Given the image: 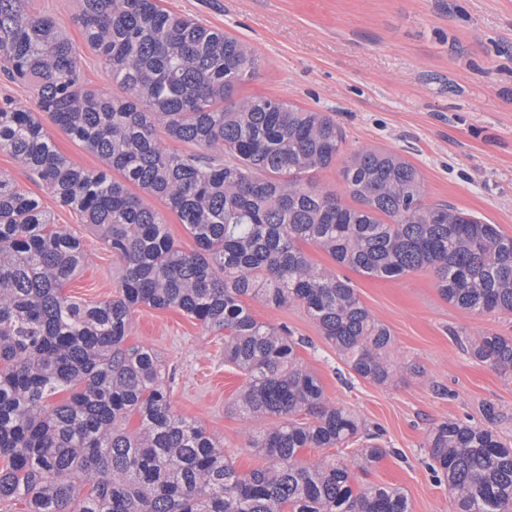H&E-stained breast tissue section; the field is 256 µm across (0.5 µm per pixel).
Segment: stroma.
<instances>
[{"mask_svg":"<svg viewBox=\"0 0 512 512\" xmlns=\"http://www.w3.org/2000/svg\"><path fill=\"white\" fill-rule=\"evenodd\" d=\"M56 18L81 58L89 87L111 89L108 73L74 20V0H36ZM247 42L260 59L242 90L276 95L333 117L345 153L365 145L392 150L424 180L427 202H447L512 236V0H160ZM0 172L37 197L54 221L77 236L87 263L65 291L96 304L115 296L119 263L79 215L0 152ZM362 303L394 337L397 377L387 386L350 376L317 326L296 307L250 302L253 315L285 324L327 398L380 428L399 449L366 476L405 490L411 512H451L446 487L433 482L422 444L433 423L480 424L483 409L504 415L512 442V381L471 360L460 337L512 335V316L475 315L443 300L431 272L395 279L349 272ZM129 344L161 358L174 409L221 437L235 465L259 460L247 446L256 424L231 402L244 378L224 361V334L176 309L140 307Z\"/></svg>","mask_w":512,"mask_h":512,"instance_id":"35a3bbf8","label":"stroma"}]
</instances>
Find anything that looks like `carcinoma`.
Instances as JSON below:
<instances>
[{"label": "carcinoma", "instance_id": "carcinoma-1", "mask_svg": "<svg viewBox=\"0 0 512 512\" xmlns=\"http://www.w3.org/2000/svg\"><path fill=\"white\" fill-rule=\"evenodd\" d=\"M75 21L123 96L86 85L72 43L33 0H0V73L35 92L31 106L0 101V151L76 211L122 267L112 299L72 300L64 287L86 263L81 241L0 173V502L22 512H410L401 488L356 476L401 453L329 403L293 332L257 320L247 301L301 308L355 377L386 386L396 377L390 329L303 246L367 276L429 270L448 303L512 315V236L426 202L417 169L386 149L362 147L344 162L355 205L344 203L315 180L343 154L342 128L242 93L259 58L221 30L158 0H76ZM45 115L100 167L60 154ZM169 211L195 251L167 232ZM139 306L176 308L224 332V361L245 377L232 407L269 421L248 439L259 466L240 472L217 437L175 413L158 355L126 343ZM465 348L512 380V336ZM500 418L489 404L483 426L448 420L427 433V465L452 512H512ZM305 448L338 452L308 460Z\"/></svg>", "mask_w": 512, "mask_h": 512}]
</instances>
